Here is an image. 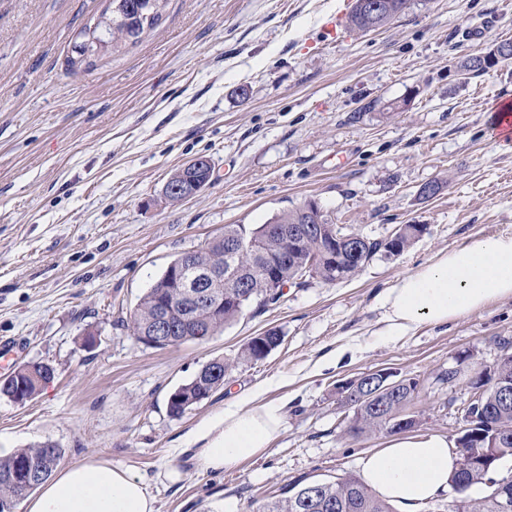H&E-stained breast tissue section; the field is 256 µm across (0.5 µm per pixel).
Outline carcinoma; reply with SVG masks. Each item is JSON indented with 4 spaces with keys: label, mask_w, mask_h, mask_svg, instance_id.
Returning <instances> with one entry per match:
<instances>
[{
    "label": "carcinoma",
    "mask_w": 512,
    "mask_h": 512,
    "mask_svg": "<svg viewBox=\"0 0 512 512\" xmlns=\"http://www.w3.org/2000/svg\"><path fill=\"white\" fill-rule=\"evenodd\" d=\"M166 0H108V5L98 15L95 31L99 42L89 39L91 25H85L78 33L68 57L69 71L89 67L93 61L108 52L118 51L122 46L139 41L147 29L155 28L162 19ZM388 7L384 14L372 21L354 0L350 23L357 30H370L384 25L407 8L408 0H385ZM311 216L305 206L289 210L250 231L240 224L224 225V243H208L195 250V260L203 265L229 267L224 258L225 244L239 238L256 239L273 253L277 249L276 228L283 224H305ZM330 231L341 236L336 244V266H331L321 254L318 239L314 238L281 268L282 281L288 288L302 287L304 268L315 264V277L333 283L353 277L379 251H388L384 241L371 240L359 232L339 224L330 225ZM236 271L246 279L243 288H222L224 291V314L216 316L205 307L196 312L197 323L213 336L224 326L236 321L249 307H266V282L261 271L262 259L247 249L233 260ZM169 270H164L159 279L148 289L130 313L133 333L149 326L158 308V302L168 296ZM261 337H252L238 353L237 360L256 362L261 359ZM502 348L508 349L500 355L492 367L477 377L475 384L483 388L482 400L476 407L468 408L465 414L474 417L476 430L480 431L479 447L487 454L481 460L459 458V468L451 475L449 486L460 488L451 504L452 512H502L500 503L505 497L492 498L500 481L488 474L497 469L500 459L512 457V392L506 394L499 384L512 383V341L505 340ZM54 368L44 362H29L19 366L12 374L0 380V395L7 398L18 394L29 400L38 394L44 383L53 379ZM224 386V379L213 376L201 367L187 382L177 387L181 400L167 402L170 416L182 417L186 411ZM418 382L396 399L380 406L359 408L351 406L352 416L348 434L353 437L375 432L393 433L392 422L414 398ZM62 459V450L50 441L37 446L22 448L11 456L0 458V512H15L17 504L50 477ZM482 484L485 494L473 497L470 490ZM308 485L289 488L281 498L265 504L264 512H392L386 501L378 498L359 478L348 475L335 481L321 482L313 493L307 495Z\"/></svg>",
    "instance_id": "carcinoma-1"
}]
</instances>
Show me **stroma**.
Segmentation results:
<instances>
[{
	"label": "stroma",
	"instance_id": "stroma-1",
	"mask_svg": "<svg viewBox=\"0 0 512 512\" xmlns=\"http://www.w3.org/2000/svg\"><path fill=\"white\" fill-rule=\"evenodd\" d=\"M342 3L168 0L138 43L70 74L75 36L105 0H0V340L55 370L25 404L0 397L1 447L50 441L65 466L108 460L147 481L159 512H262L286 488L357 473L389 440L351 437L336 395L378 369L418 381L404 411L417 433L457 438L472 377L512 340V298L394 342L375 335L379 298L438 253L512 233V148L488 120L512 104V62L461 70L512 40V0H410L334 40L323 23ZM477 26L483 37L464 40ZM200 156L209 183L170 201L168 180ZM430 182L439 192L422 197ZM309 200L371 239L425 232L201 343L152 348L125 326L176 257ZM271 329L278 347L237 361ZM215 358L233 363L223 387L171 418L170 393ZM271 377L288 421L261 457L214 472L178 454L225 399Z\"/></svg>",
	"mask_w": 512,
	"mask_h": 512
}]
</instances>
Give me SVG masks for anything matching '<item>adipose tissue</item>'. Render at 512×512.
<instances>
[{
	"instance_id": "obj_1",
	"label": "adipose tissue",
	"mask_w": 512,
	"mask_h": 512,
	"mask_svg": "<svg viewBox=\"0 0 512 512\" xmlns=\"http://www.w3.org/2000/svg\"><path fill=\"white\" fill-rule=\"evenodd\" d=\"M512 297V233L486 236L439 253L388 288L379 335L396 339L421 324H445L491 302ZM286 423L284 404L261 391L225 403L203 421L189 451L208 470L221 471L265 453ZM458 455L437 434L406 435L366 453L359 476L399 512H424L447 494ZM25 512H159L146 481L105 459L62 467L25 499Z\"/></svg>"
}]
</instances>
